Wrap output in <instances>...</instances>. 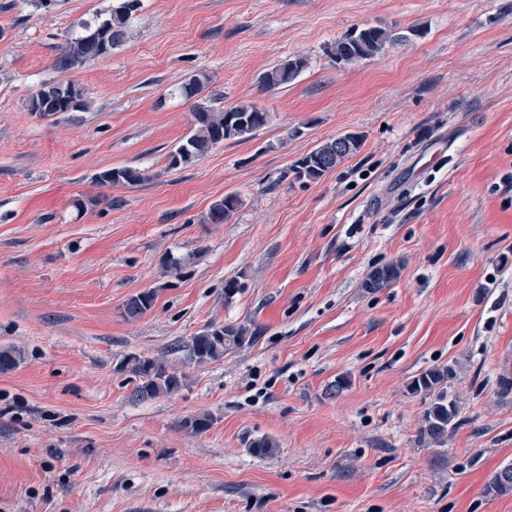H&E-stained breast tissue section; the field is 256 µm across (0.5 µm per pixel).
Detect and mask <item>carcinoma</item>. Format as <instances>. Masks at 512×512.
Returning a JSON list of instances; mask_svg holds the SVG:
<instances>
[{
    "label": "carcinoma",
    "mask_w": 512,
    "mask_h": 512,
    "mask_svg": "<svg viewBox=\"0 0 512 512\" xmlns=\"http://www.w3.org/2000/svg\"><path fill=\"white\" fill-rule=\"evenodd\" d=\"M139 2L140 0H113L108 18L94 27L84 26L81 34L67 40L56 60L57 70L64 74L71 73L87 62L106 56L112 50L127 44L133 37L130 22ZM403 40L405 37L380 27L356 28L336 40L330 55L338 62L354 63L371 59L386 46ZM305 66V60L300 57L285 58L260 76V84L265 89L279 88L295 80ZM204 80L205 77L199 74L190 76L181 87L182 95L187 99L200 95L204 89ZM88 106L83 89L71 79L43 84L28 99L29 111L41 116L57 112H85ZM193 117V130L168 156L167 164L171 169L193 164L226 140L248 139L269 120L267 112L246 103L220 109L198 103L193 108ZM362 143V134L348 132L315 147L299 158L291 168L294 179L301 183L320 180L344 160L355 155ZM147 179L148 175L143 170L130 166L114 167L96 176V182L100 185L135 186ZM240 205L238 194L224 195L223 199L210 206L207 213L208 223L222 224L228 221ZM401 271L402 265L397 262L376 266L367 274L363 288L369 293L387 288L400 278ZM155 299L156 294L152 290L128 298L123 305L124 316L129 320L142 317L153 307ZM255 340V332L244 324H210L192 337L189 345L190 357L198 364L217 361ZM124 367L141 379L133 392V397L138 401L171 395L184 386L179 373L153 357L132 356L126 360ZM453 375L454 371L450 367L434 368L409 382L411 393L421 394L428 399L418 431L419 442L422 444H443L448 437V431L457 425L458 404L456 399L448 397V380ZM210 426L211 417L207 414L189 416L181 422V428L196 435L205 432ZM248 448L253 455L265 457L273 455L278 444L272 438L262 436L250 441ZM486 494H512V463L494 472L486 486Z\"/></svg>",
    "instance_id": "cac0c4a2"
}]
</instances>
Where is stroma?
Masks as SVG:
<instances>
[{
	"mask_svg": "<svg viewBox=\"0 0 512 512\" xmlns=\"http://www.w3.org/2000/svg\"><path fill=\"white\" fill-rule=\"evenodd\" d=\"M111 6L0 0V346L21 356L0 372V512H512L485 493L512 462V0H141L132 41L71 74L88 111L29 112ZM369 26L407 39L329 55ZM287 57L307 65L263 88ZM196 73L209 106L269 122L171 169ZM351 131L362 147L336 170L289 177ZM122 166L147 180L96 182ZM228 193L239 209L206 223ZM392 261L399 280L367 293ZM147 290L154 307L125 319ZM213 322L260 335L197 364ZM132 356L182 389L132 400ZM443 366L458 424L427 446L408 384ZM203 413L208 431L180 428ZM263 435L278 449L254 456ZM306 62L300 57H288L265 71L259 78L260 84L266 89H275L295 80ZM401 271L402 265L398 262H389L376 266L367 274L363 282V288L369 293L387 288L400 278ZM155 299L156 294L151 290L131 296L123 305L124 316L129 320L142 317L153 307Z\"/></svg>",
	"mask_w": 512,
	"mask_h": 512,
	"instance_id": "obj_1",
	"label": "stroma"
}]
</instances>
